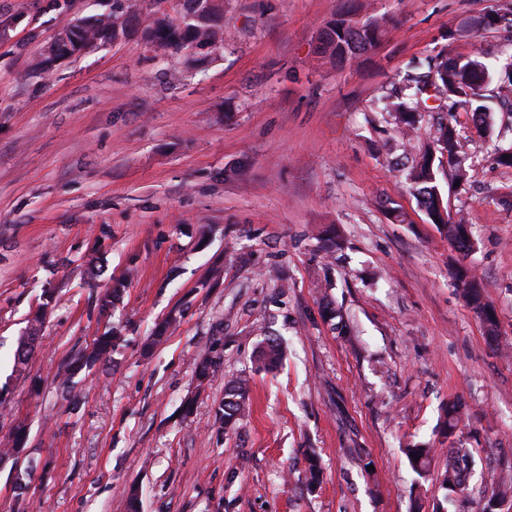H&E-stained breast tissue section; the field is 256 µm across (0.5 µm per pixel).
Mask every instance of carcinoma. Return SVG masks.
Here are the masks:
<instances>
[{"label":"carcinoma","mask_w":512,"mask_h":512,"mask_svg":"<svg viewBox=\"0 0 512 512\" xmlns=\"http://www.w3.org/2000/svg\"><path fill=\"white\" fill-rule=\"evenodd\" d=\"M162 2L164 0H151L154 10L145 13L146 19L142 21V38L147 45H155L158 51L166 53L187 47L224 44V3L220 0H178L180 13H192V18L182 26L162 13ZM117 11L126 19L118 21L115 15ZM137 19L139 13L135 0H112V12L95 18L77 17L59 38L67 39L73 48L88 39H98L108 44L123 39L127 35L129 23ZM499 25L512 29V12H490L482 18L474 17L466 22L460 33L478 31L482 27L491 29ZM382 35V24L378 18H357L352 11L340 12L327 22L318 52L336 63H348L375 48ZM430 87L434 89L432 96L446 104L448 116L464 109L470 112L475 127L486 133L496 125V102L512 93V61L501 67L497 74L494 68L478 56L448 57L439 53L430 59L427 71L406 73L401 86L392 89L384 97L382 108L404 143H410L418 133L423 105L432 97L427 93ZM461 151L457 129L451 121L442 119L436 123L424 150L404 168V176L431 223L446 231L448 244L466 259L474 251V243L465 216L458 211L456 217L444 218L436 207V198L440 195L438 174L443 163L454 167L457 179L464 176L460 166ZM454 280L463 300L482 322L486 334L497 336L498 318L494 308L485 299L480 278L470 266L461 264L454 270ZM124 290L123 281H114L99 299L100 313H105L119 301ZM46 305L47 302H40L28 320L29 335L19 337L15 357L18 371L24 369L30 345L44 323ZM119 340L120 336L116 332H105L95 337L89 348L72 358L64 359L58 373L62 384H67L80 372L95 367L104 356L116 350ZM284 354L283 342L277 337H269L258 347L255 363L264 369H272L282 362ZM222 368V356L211 351L194 361L195 377L201 385L221 372ZM248 391L249 379L245 376L232 377L225 382L224 398L216 411L224 432L236 430L246 418ZM461 411L462 403L459 400L448 402L444 420L448 432L456 429ZM435 452L436 449L426 445L405 449L411 469L419 478H426ZM473 467L474 461L469 449H451L448 470L443 479V483L447 484L448 502H454L453 495L465 489Z\"/></svg>","instance_id":"carcinoma-1"}]
</instances>
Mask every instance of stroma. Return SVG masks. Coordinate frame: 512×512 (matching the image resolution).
Here are the masks:
<instances>
[{
	"mask_svg": "<svg viewBox=\"0 0 512 512\" xmlns=\"http://www.w3.org/2000/svg\"><path fill=\"white\" fill-rule=\"evenodd\" d=\"M111 6L0 0V442L27 427L23 451L0 461V512H129L133 485L142 512H480L512 471V168L496 135L456 112L466 178L441 177V192L471 227L493 342L400 171L380 99L439 52L512 56L504 29L460 32L512 0H224L220 52L157 54L133 32L35 73L75 17ZM343 7L386 33L337 64L317 46ZM330 226L342 241L328 254ZM115 280L123 296L100 314ZM112 326L119 350L63 390L61 361ZM161 326L165 342L143 353ZM268 336L286 347L272 372L253 363ZM210 348L224 368L200 389L193 361ZM240 374L250 415L218 433L224 382ZM421 443L436 453L419 481L404 450ZM452 444L471 450L474 475L451 506ZM46 305V301L40 302L39 306L28 320V330L30 331L29 335L19 337L17 357L15 355V366L18 371H22L24 369L28 360L30 345L38 337L36 335H38L41 330V326L44 323Z\"/></svg>",
	"mask_w": 512,
	"mask_h": 512,
	"instance_id": "35a3bbf8",
	"label": "stroma"
}]
</instances>
